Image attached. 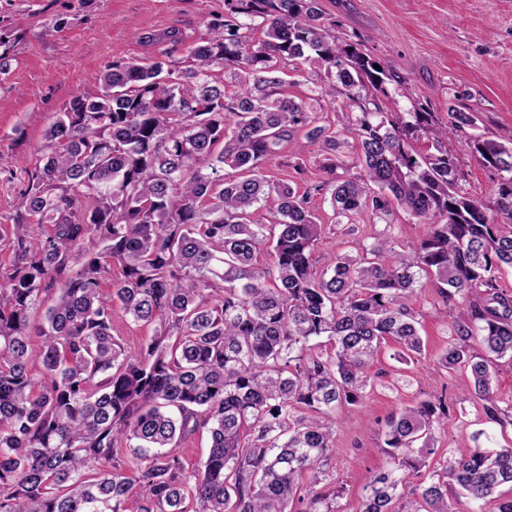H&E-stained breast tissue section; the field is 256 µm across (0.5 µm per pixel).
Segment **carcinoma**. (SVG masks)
<instances>
[{"instance_id":"cac0c4a2","label":"carcinoma","mask_w":512,"mask_h":512,"mask_svg":"<svg viewBox=\"0 0 512 512\" xmlns=\"http://www.w3.org/2000/svg\"><path fill=\"white\" fill-rule=\"evenodd\" d=\"M257 20L265 39L254 42ZM209 30L188 61H112L101 93L73 98L49 126L19 191L0 272V512H127L134 486L137 512H188L189 501L193 512H337L336 409L360 403L387 340L405 360L422 353L408 299L423 277L450 323L441 369L467 371L487 419L512 424L493 386L494 361L512 360V290L497 275L512 267V142L465 139L498 176L488 205L462 188L445 144L480 118L382 111L399 76L336 37L320 0H224ZM286 61L324 66L322 94L350 101L339 129L315 125L284 93ZM217 69L244 74L243 90L225 96ZM302 131L321 144L329 179L313 190H331L336 217L401 209L426 235L317 269L311 192L263 172ZM345 132L364 175L338 182ZM423 135L434 152L416 151ZM35 224L52 229L36 235ZM262 249L266 265L255 262ZM115 261L122 275L106 297ZM116 300L156 325L137 355L112 336ZM448 414L437 397L385 420L392 467L366 485L359 512H459L453 485L486 512H512V497L495 495L512 485V444L491 447L490 436L448 450L437 478L414 482ZM202 431L209 453L189 472L175 448ZM308 471L317 476L305 487Z\"/></svg>"}]
</instances>
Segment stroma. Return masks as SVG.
<instances>
[{
  "instance_id": "stroma-1",
  "label": "stroma",
  "mask_w": 512,
  "mask_h": 512,
  "mask_svg": "<svg viewBox=\"0 0 512 512\" xmlns=\"http://www.w3.org/2000/svg\"><path fill=\"white\" fill-rule=\"evenodd\" d=\"M321 5L326 18L337 22V36L361 37L364 51L398 75V82L387 85L384 111L409 112L422 103L443 120L453 106L479 114L476 132L483 138L512 137V0H321ZM223 11L224 0H0V31L9 37L12 56L10 70L0 81V270L11 263L6 243L24 185L21 167L39 161L45 131L56 114L74 96L97 95L98 76L113 58L144 64L160 59L165 45H145V35L179 30L183 40L175 56L187 59ZM320 70L316 63L302 65L300 71L290 72L285 90L306 100L318 124L332 127L346 100L329 102L317 82L307 81V74ZM449 147L460 159L462 188L491 202L492 171L465 142L454 139ZM297 156L307 167L301 179L291 166ZM323 159L319 145L300 135L281 146L264 173L302 192L324 180ZM311 207L322 225L314 251L320 267L331 254L356 255L360 246L382 236L415 241L427 230L401 211L383 219L364 213L354 223H337L326 190L313 195ZM438 301L433 281L421 279L409 304L421 322L422 355L405 362L395 342L383 343L370 365V385L362 402L335 414L332 465L343 487L336 500L338 512H358L365 486L388 467L381 450L382 426L404 406L447 395L450 415L439 442L441 452L472 445L480 430L498 444L512 442V425L487 422L481 408L468 400V373L439 367L449 327L435 315ZM441 452L432 459L431 469H440Z\"/></svg>"
}]
</instances>
